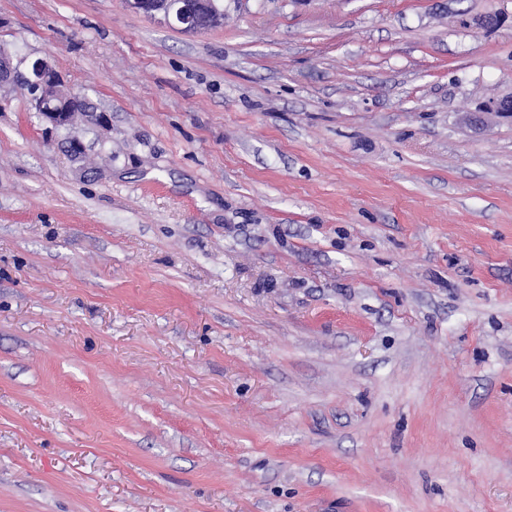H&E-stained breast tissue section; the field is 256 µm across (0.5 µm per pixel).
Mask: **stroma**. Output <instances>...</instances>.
Listing matches in <instances>:
<instances>
[{
	"label": "stroma",
	"mask_w": 512,
	"mask_h": 512,
	"mask_svg": "<svg viewBox=\"0 0 512 512\" xmlns=\"http://www.w3.org/2000/svg\"><path fill=\"white\" fill-rule=\"evenodd\" d=\"M224 11L0 0V512H512V0ZM136 12L184 32L201 33L223 24L221 0H125ZM22 79L33 95V108L40 118L58 130L65 131L68 139L76 146L80 141L78 132L72 127V113L82 112L86 116L96 114L94 110L73 111L65 107L72 93L65 88L58 72L46 58H38L32 62L27 74H22L12 67L9 55L0 53V86Z\"/></svg>",
	"instance_id": "1"
}]
</instances>
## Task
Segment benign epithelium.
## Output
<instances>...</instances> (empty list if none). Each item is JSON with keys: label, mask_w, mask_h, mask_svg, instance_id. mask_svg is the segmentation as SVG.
Here are the masks:
<instances>
[{"label": "benign epithelium", "mask_w": 512, "mask_h": 512, "mask_svg": "<svg viewBox=\"0 0 512 512\" xmlns=\"http://www.w3.org/2000/svg\"><path fill=\"white\" fill-rule=\"evenodd\" d=\"M127 5L147 17L157 18L184 32L201 33L223 24L221 0H125ZM22 79L33 89V108L40 118L79 145L78 132L72 127L73 110L65 107L72 93L62 84L58 72L45 58L32 62L22 74L12 67L7 53H0V86ZM484 112H496L512 117V94L493 98L482 106Z\"/></svg>", "instance_id": "benign-epithelium-1"}]
</instances>
